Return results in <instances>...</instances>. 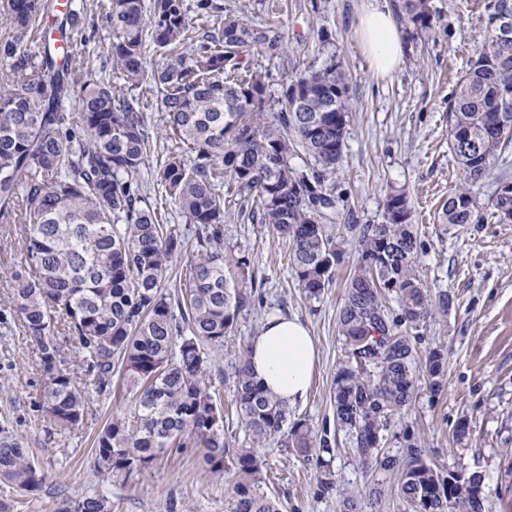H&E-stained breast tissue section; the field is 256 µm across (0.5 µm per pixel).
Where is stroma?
<instances>
[{"label":"stroma","instance_id":"35a3bbf8","mask_svg":"<svg viewBox=\"0 0 512 512\" xmlns=\"http://www.w3.org/2000/svg\"><path fill=\"white\" fill-rule=\"evenodd\" d=\"M87 50H74L75 63L107 57L109 31L88 0ZM367 0H224L225 6L260 12L288 32V62L254 57L252 65L295 73L321 67L336 57L350 75L352 111L336 181L333 234L343 251L332 283L319 298H307L298 286L288 248L261 224L232 218L224 225V244L251 254L263 283L261 307L239 320L233 335L212 349V382L224 418L236 424L233 369L270 315L296 316L307 325L320 360L308 396L293 405L295 417L334 439L339 450L338 482L362 491L373 475L346 450V437L334 419L332 383L341 358L338 319L348 274L359 256L351 224L383 221L387 192L405 191L423 247L417 270L431 289L455 296L448 313L435 315L420 330L423 347L448 351L446 385L441 395L420 385L410 410L395 419L387 445L398 449L404 433L424 440L441 470L458 465L482 471L484 494L492 512L512 501L500 464L512 450V222L487 206L499 181L512 179V152L499 158L488 175L471 183L484 219L443 230L437 214L443 201L463 182L448 139V101L469 67L485 28L484 0H429L437 20L434 37L404 57L387 77L370 68L360 43L358 18ZM41 372L24 336L0 328V426L23 442L43 477L39 492L27 494L0 483L7 512H59L63 501L88 496L107 498L112 512H228L229 476L211 473L199 448L171 449L148 468L125 477L101 471L92 453L98 429L113 413L129 406L124 389L92 397L85 421L65 435L50 433L39 409ZM471 428L468 444L458 445L453 431L460 420ZM264 486L280 498L282 512H338L335 495L317 492L313 466L302 464L279 445L263 449Z\"/></svg>","mask_w":512,"mask_h":512}]
</instances>
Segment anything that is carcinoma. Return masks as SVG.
<instances>
[{
  "instance_id": "1",
  "label": "carcinoma",
  "mask_w": 512,
  "mask_h": 512,
  "mask_svg": "<svg viewBox=\"0 0 512 512\" xmlns=\"http://www.w3.org/2000/svg\"><path fill=\"white\" fill-rule=\"evenodd\" d=\"M87 0H0L14 30L0 39L7 85H0V223L20 262L12 294L0 307L33 348L43 377L47 423L65 434L84 422L90 398L123 381L131 405L94 441L97 466L127 477L168 448L204 449L203 462L233 471L230 512H280L261 490L268 441L315 466L317 492L336 494L339 512H363L389 486L405 512H491L484 475L466 467L443 472L424 442L403 435L385 447L392 421L411 407L419 376L442 391L448 351L420 356L419 328L454 297L426 287L415 268L421 243L405 192L386 195L384 221L348 225L361 253L339 315L342 360L333 382L336 427L349 454L382 475L363 492L337 484L336 449L288 404L253 380L246 357L234 368L238 427L250 446L224 434L213 395L209 350L224 345L241 317L261 305L252 256L224 250V193L247 195L238 217L258 220L288 246L299 287L318 297L332 282L341 252L335 223L336 173L349 121V76L331 57L270 89L253 54L288 56L284 26L246 20L223 0H101L110 30L109 60L75 77L74 44L89 43ZM396 18L409 41L434 30L426 0H400ZM483 41L448 102L450 149L465 181L476 182L512 145V36L495 19H512V0H487ZM164 65L147 69L150 51ZM162 113L166 147L157 160L158 200L140 178L153 137L149 109ZM310 161L292 163L297 148ZM502 180L488 207L512 221V191ZM181 215L182 231L162 223L161 207ZM478 205L461 187L448 195L443 229L473 224ZM177 294L167 293L179 270ZM395 296L398 310L387 306ZM72 342L80 373L62 359ZM0 482L33 493L42 475L29 449L0 429ZM62 512H112L89 496Z\"/></svg>"
}]
</instances>
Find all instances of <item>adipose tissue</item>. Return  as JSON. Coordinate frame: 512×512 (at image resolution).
Listing matches in <instances>:
<instances>
[{"label":"adipose tissue","instance_id":"obj_1","mask_svg":"<svg viewBox=\"0 0 512 512\" xmlns=\"http://www.w3.org/2000/svg\"><path fill=\"white\" fill-rule=\"evenodd\" d=\"M368 62L378 75L392 74L404 53L400 30L387 0H371L359 19ZM252 376L278 399L302 401L318 361V348L306 325L293 316H270L248 348Z\"/></svg>","mask_w":512,"mask_h":512}]
</instances>
